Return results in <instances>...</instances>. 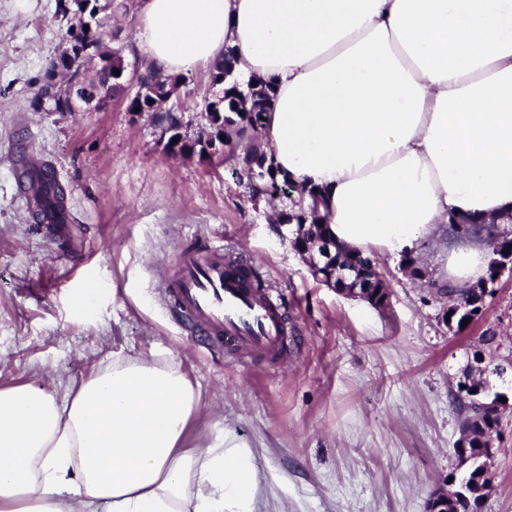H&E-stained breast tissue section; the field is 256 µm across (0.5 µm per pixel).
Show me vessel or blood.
Wrapping results in <instances>:
<instances>
[{
    "instance_id": "1",
    "label": "vessel or blood",
    "mask_w": 512,
    "mask_h": 512,
    "mask_svg": "<svg viewBox=\"0 0 512 512\" xmlns=\"http://www.w3.org/2000/svg\"><path fill=\"white\" fill-rule=\"evenodd\" d=\"M171 313L220 349L241 355L281 353L288 347V304L277 290L243 287L224 260L223 246L185 251L179 276L168 286Z\"/></svg>"
}]
</instances>
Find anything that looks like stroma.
Returning a JSON list of instances; mask_svg holds the SVG:
<instances>
[{
    "instance_id": "stroma-1",
    "label": "stroma",
    "mask_w": 512,
    "mask_h": 512,
    "mask_svg": "<svg viewBox=\"0 0 512 512\" xmlns=\"http://www.w3.org/2000/svg\"><path fill=\"white\" fill-rule=\"evenodd\" d=\"M58 0H0V384L60 389L117 350L169 351L201 388L188 445L232 429L257 447L268 512H425L454 473L461 417L449 396L479 338L494 362L512 360V277L493 286L485 311L460 334L444 321L448 289L435 242L418 258L375 260L390 291L378 311L313 279L275 234L285 209L250 199L227 166L164 155L148 114L127 99L104 110L44 112L31 100L63 47ZM137 0L110 29L130 67ZM180 108L192 127L216 88L208 67L184 75ZM48 162L66 188L72 223H33L16 179L19 155ZM250 258L288 301V351L239 358L183 330L164 286L190 243ZM494 487L481 512H512V410L499 426Z\"/></svg>"
}]
</instances>
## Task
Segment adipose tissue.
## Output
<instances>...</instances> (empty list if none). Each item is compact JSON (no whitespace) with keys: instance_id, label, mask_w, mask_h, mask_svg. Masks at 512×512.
Returning a JSON list of instances; mask_svg holds the SVG:
<instances>
[{"instance_id":"obj_1","label":"adipose tissue","mask_w":512,"mask_h":512,"mask_svg":"<svg viewBox=\"0 0 512 512\" xmlns=\"http://www.w3.org/2000/svg\"><path fill=\"white\" fill-rule=\"evenodd\" d=\"M137 47L162 74L234 48L270 84L279 177L319 199L327 235L374 257L437 241L449 287L488 243H442L459 214L512 222V0H141ZM200 385L166 352H113L51 392L0 385V512H264L253 446L187 447Z\"/></svg>"}]
</instances>
